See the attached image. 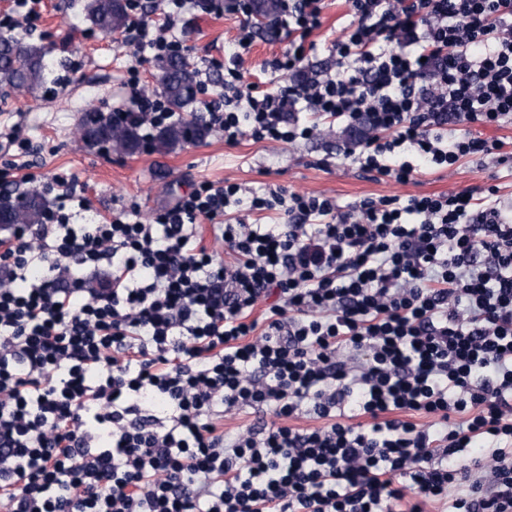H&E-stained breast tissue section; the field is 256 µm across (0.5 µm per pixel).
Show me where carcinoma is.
<instances>
[{"label": "carcinoma", "mask_w": 512, "mask_h": 512, "mask_svg": "<svg viewBox=\"0 0 512 512\" xmlns=\"http://www.w3.org/2000/svg\"><path fill=\"white\" fill-rule=\"evenodd\" d=\"M86 19L100 30L112 34L128 27V0H86ZM279 12V0H254L253 20L268 27ZM50 68L49 51L25 43L12 35L0 34V84L15 91L32 92L47 81ZM160 93L174 112L185 111L198 93L197 70L181 55L166 56L156 62ZM208 129L192 121L173 124L157 131L153 145L158 151H168L183 141L202 139ZM79 137L85 147L111 146L114 150L133 155L143 150L137 126L126 121L105 117L95 110L88 111L79 125ZM48 208V201L39 193L25 195L17 205L9 199L0 200V222L3 224H39Z\"/></svg>", "instance_id": "1"}]
</instances>
